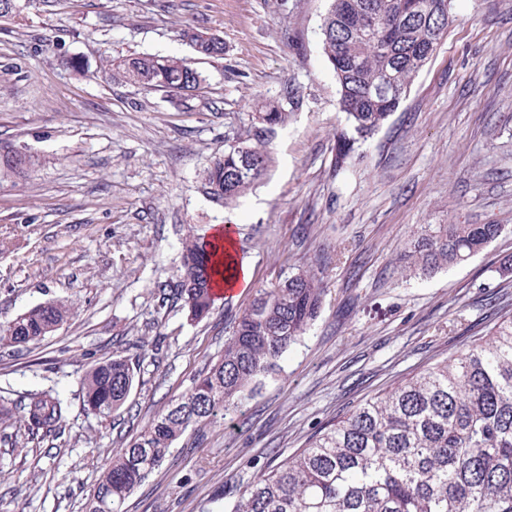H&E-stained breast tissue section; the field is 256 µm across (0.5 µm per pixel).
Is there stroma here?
I'll list each match as a JSON object with an SVG mask.
<instances>
[{"label": "stroma", "instance_id": "35a3bbf8", "mask_svg": "<svg viewBox=\"0 0 512 512\" xmlns=\"http://www.w3.org/2000/svg\"><path fill=\"white\" fill-rule=\"evenodd\" d=\"M331 0H31L0 19V147L36 158L0 174V325L36 304L73 313L26 348L0 346V390H54L60 434L0 441V512H84L110 449L126 445L217 360L257 291L314 273L321 311L239 413L190 428L125 512H224L274 459L308 447L365 400L464 352L512 313V0H453L452 21L399 109L336 165L347 128L320 25ZM224 41L218 57L179 37ZM144 54L192 61L187 104L109 78ZM283 126L263 130L262 102ZM236 133L262 143L264 176L234 202L202 177ZM231 224L248 288L188 318L163 289L181 247ZM419 224H499L468 263L409 275ZM138 383L109 418L78 376L112 354Z\"/></svg>", "mask_w": 512, "mask_h": 512}]
</instances>
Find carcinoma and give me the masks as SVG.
Instances as JSON below:
<instances>
[{
    "label": "carcinoma",
    "mask_w": 512,
    "mask_h": 512,
    "mask_svg": "<svg viewBox=\"0 0 512 512\" xmlns=\"http://www.w3.org/2000/svg\"><path fill=\"white\" fill-rule=\"evenodd\" d=\"M453 0H332L321 23L324 53L333 68L349 131L338 136L336 165L397 111L408 89L444 37ZM206 57L224 54V41L189 28L180 32ZM116 73L145 89H163L185 102L204 78L183 58L144 55L124 60ZM387 86L396 95L381 92ZM260 119L283 125L288 113L265 106ZM214 158L204 192L231 203L265 170L266 153L239 138ZM33 155L12 149L7 172L20 175ZM501 224H420L405 255L418 276L460 265L481 252ZM210 243H182L184 274L173 288L192 320L213 305ZM324 289L301 271L260 290L235 321L224 353L170 403L133 442L112 453L85 512H124L136 488L161 465L172 445L201 423L237 411L274 372L288 349L316 320ZM63 301L37 304L0 328V343L24 348L58 330L71 315ZM136 384L129 359L114 355L80 377L82 401L108 417L123 407ZM31 434H58L67 401L51 390L29 393L20 404ZM231 512H512V315L503 317L463 353L367 400L315 436L299 452L267 466Z\"/></svg>",
    "instance_id": "1"
}]
</instances>
